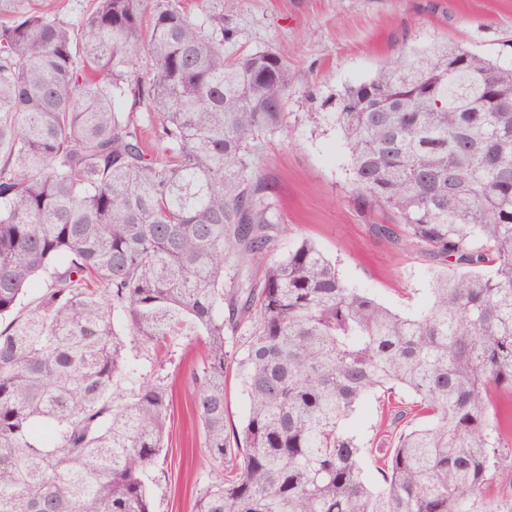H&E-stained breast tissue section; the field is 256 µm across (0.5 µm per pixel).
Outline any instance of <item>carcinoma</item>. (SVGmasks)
<instances>
[{
  "label": "carcinoma",
  "instance_id": "obj_1",
  "mask_svg": "<svg viewBox=\"0 0 512 512\" xmlns=\"http://www.w3.org/2000/svg\"><path fill=\"white\" fill-rule=\"evenodd\" d=\"M230 40L179 0H91L77 28L56 0H0V512H153L170 395L144 379L116 401L136 373L117 311L143 347L206 345L193 405L224 477L195 512H472L512 489V65L433 43L336 97L354 199L398 219L376 234L457 267L404 315L308 239L275 256L256 149L284 124L288 55ZM231 370L249 411L230 429ZM398 387L422 421L371 483L347 421Z\"/></svg>",
  "mask_w": 512,
  "mask_h": 512
}]
</instances>
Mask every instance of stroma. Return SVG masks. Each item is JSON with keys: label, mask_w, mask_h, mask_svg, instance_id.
<instances>
[{"label": "stroma", "mask_w": 512, "mask_h": 512, "mask_svg": "<svg viewBox=\"0 0 512 512\" xmlns=\"http://www.w3.org/2000/svg\"><path fill=\"white\" fill-rule=\"evenodd\" d=\"M189 8L223 13L233 32L228 48L246 54L270 47L288 54L287 122L261 146L259 170L269 183L288 249L301 238L331 257L340 275L392 310L425 308L434 278L451 266L396 249L377 238L385 211L360 210L350 195L346 141L329 112L347 86L372 78L401 49L437 41L512 64V0H185ZM317 113L316 122L306 119ZM138 375L159 372L172 393L165 446L149 490L155 512H195V501L219 478L211 469L195 417L192 368L204 357L197 337H175L169 350L133 346ZM382 392L367 396L348 426L365 450L364 468L388 447L377 432Z\"/></svg>", "instance_id": "stroma-1"}]
</instances>
